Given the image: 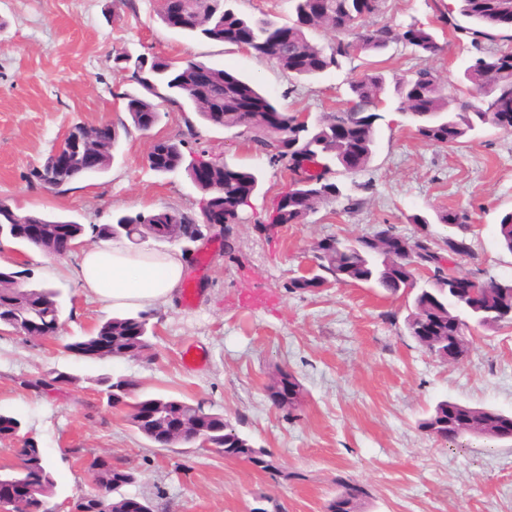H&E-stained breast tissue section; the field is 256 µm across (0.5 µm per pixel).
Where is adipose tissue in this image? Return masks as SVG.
<instances>
[{"label":"adipose tissue","instance_id":"ef3b65f1","mask_svg":"<svg viewBox=\"0 0 512 512\" xmlns=\"http://www.w3.org/2000/svg\"><path fill=\"white\" fill-rule=\"evenodd\" d=\"M185 269L186 260L178 249L134 251L121 243L105 242L81 251L71 274L86 296L124 312L170 302Z\"/></svg>","mask_w":512,"mask_h":512}]
</instances>
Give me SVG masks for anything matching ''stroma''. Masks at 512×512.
Returning a JSON list of instances; mask_svg holds the SVG:
<instances>
[{
  "mask_svg": "<svg viewBox=\"0 0 512 512\" xmlns=\"http://www.w3.org/2000/svg\"><path fill=\"white\" fill-rule=\"evenodd\" d=\"M446 2L381 0L365 20L430 26L442 50L429 61L400 43L376 55L353 52L340 68L307 82L235 46L169 30L157 17L159 0H137L133 11L122 0H0V199L20 214L38 211L88 228L118 214L199 213L201 194L184 170L159 174L146 162L155 141L184 131L185 113L164 103L151 130L131 126L122 96L139 88L116 70L117 54L192 58L231 70L255 78L288 111L314 116L344 109L349 81L374 69L410 75L426 64L455 96L475 51L440 21ZM103 122L119 130L105 172L63 192L30 185L32 169L67 129ZM195 130L186 157L204 153L251 168L259 188L233 227L232 256L209 233L194 244L185 270L197 281L194 303L184 306L177 296L151 308L155 335L145 356L65 352L63 343L91 332L111 310L82 294L71 257L0 242V264L19 271L20 287L57 288L65 302L60 339L0 334V409L24 423L19 436L0 439V466L34 438L57 482L50 512H72L91 493L82 460L98 455L131 469L137 480L124 494L147 499L156 512H327L341 478L368 488L363 512H512V442L445 443L419 427L444 399L512 415V327L478 332L465 358L443 363L409 336L401 295L364 285L289 286L324 238L354 239L379 224L409 238L419 230L411 218L420 214L438 240L447 229L436 215L448 209L467 212L472 224L471 253L459 258L460 269L511 278L512 253L500 248L497 225L512 211V134L487 124L465 143L443 146L422 139L407 116L387 106L371 163L341 179L363 207L348 211L343 200L325 201L303 223L266 231L288 169L234 131L200 120ZM190 345L204 350L206 363L184 365ZM281 369L305 389L299 409L276 407L269 397ZM53 371L69 373L71 382L45 392L24 387ZM104 376L135 379L143 397L204 402L270 450L278 471L190 445L158 450L134 432L127 407L108 404L98 384Z\"/></svg>",
  "mask_w": 512,
  "mask_h": 512,
  "instance_id": "obj_1",
  "label": "stroma"
}]
</instances>
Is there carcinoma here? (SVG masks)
Instances as JSON below:
<instances>
[{
  "mask_svg": "<svg viewBox=\"0 0 512 512\" xmlns=\"http://www.w3.org/2000/svg\"><path fill=\"white\" fill-rule=\"evenodd\" d=\"M231 0H191L193 20L185 33L200 38L231 44L232 35L241 28H249L254 34L252 55L274 61L283 70L298 80L319 77L331 68L340 67V61L353 51L380 54L391 45L406 43L414 48L419 57L427 59L440 51V46L431 29L414 22L399 32L390 25L375 28L363 24L366 17L379 10V0H323L325 16L310 27L297 24L304 15L307 0H291L295 19L288 23L294 29V39L286 45L278 43L281 25L268 18L246 17L230 5ZM512 11V0H455L443 20L454 29L471 37L472 46L478 52L464 71V79L475 92L476 102L459 100L452 102L428 67L416 70L412 80L402 82V77L383 71L369 70L349 82V107L340 112L327 113L321 122L300 124L297 113L289 112L288 141L276 152L267 155L272 164H283L288 169H299L307 186L288 204L281 215L282 224H299L314 209V205L330 200L343 199L345 209L355 211L362 207L363 199L343 193L338 177L356 174L367 168L375 147V124L381 119L377 103L386 102L392 94L397 110L416 121L419 135L430 142L455 146L464 143L480 126L490 124L501 131L512 133V112L497 114L486 111L484 93L494 88L512 89V72H504L498 64V50L484 48L481 40L495 41L501 31L495 26V14L502 8ZM471 22L469 26L458 23V17ZM330 27L337 35L336 41L320 45L314 42L311 33L318 28ZM116 68L129 69L137 73L145 69L140 78H132L142 92L124 95L125 110L135 127L141 129L145 121L158 122L161 116L158 98L163 102L190 109L201 120L214 123V115H223L221 127L231 130L257 125V104L279 109V105L265 95L255 81L229 72L223 68L210 67L212 85L206 91L194 87V68L203 65L193 59L178 60L168 57L144 55L132 57L119 54L115 57ZM351 123L355 126L347 138L336 137V124ZM185 141L166 139L157 146L160 151L163 173H171L182 167ZM204 199L211 204L228 209L234 200L258 187L257 175L245 168H237L232 179L224 178V161L216 163L213 178L208 184H195ZM49 229L68 232L77 238L85 233V227L75 221L63 220L47 214H35ZM168 212L137 213L122 215L111 224L92 226V232L100 239H126L135 244L154 236L155 225L164 223ZM442 224L448 225L449 233L442 243L433 242L425 235L409 238L411 255L395 272L389 271L390 262L382 251L385 240L394 235L389 224H379L374 230L358 237L354 242L328 244L323 240L315 246L312 261L316 265L314 279L332 278L344 284L363 282L372 284L386 292L395 294L399 284L410 282L415 288L410 312L406 317V329L412 338L418 332L414 325L429 319L436 326V335L448 340L458 334L459 329L470 326L477 330L495 331L502 322H494L482 313L468 309L451 292V286L459 274L457 258L470 254L467 234L470 225L464 214L455 210L442 211L438 215ZM498 241L502 248L512 253V212L504 214L498 228ZM427 270V278L418 283L417 273ZM19 273L0 267V324L20 323L28 329L51 328L63 323L64 302L61 291L55 288H27L22 294L14 288ZM484 292L492 307L512 306V278H488L484 281ZM97 336L111 339L109 356L114 359L137 358L151 347L149 312L140 311L127 316L112 317L103 322L97 331L81 336L66 344L78 348L88 344ZM70 381L64 372H53L49 378L26 381V386L43 390ZM98 383L103 387L108 402L120 403L130 408L129 420L134 430L153 444L158 443L157 425L139 420L138 410L148 405L160 406L165 412L180 416L187 424H203L208 429L209 440L217 453L226 458L241 459L253 463V467L266 471L277 469L272 453L241 436L235 427L224 418L198 402L191 404L174 397H144L136 395L138 383L128 378L102 377ZM476 427L471 430L448 433L443 423L448 418V401L436 404L429 417L420 422L426 433L454 442L465 436L493 440L494 417L500 412L489 408H472ZM22 421L9 412L0 411V433H19ZM25 450L29 466L23 469H8L1 476L13 479L36 478L40 483L37 499L28 506L16 507L14 512H40L46 498L56 489L51 468L46 465L44 455L37 452L33 441H27ZM121 481L108 486L107 494L117 502L123 496L121 489L136 482L135 473L127 468L112 475ZM337 497L354 501L353 508L359 510L368 498L366 488L350 480H338Z\"/></svg>",
  "mask_w": 512,
  "mask_h": 512,
  "instance_id": "obj_1",
  "label": "carcinoma"
}]
</instances>
